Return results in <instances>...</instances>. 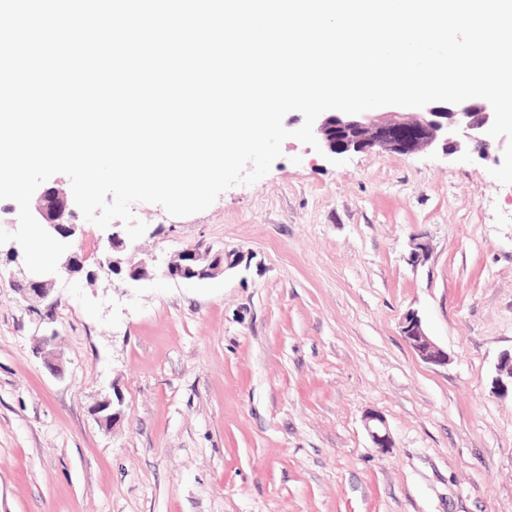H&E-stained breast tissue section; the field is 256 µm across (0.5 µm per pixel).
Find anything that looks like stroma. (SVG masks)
<instances>
[{"instance_id": "35a3bbf8", "label": "stroma", "mask_w": 512, "mask_h": 512, "mask_svg": "<svg viewBox=\"0 0 512 512\" xmlns=\"http://www.w3.org/2000/svg\"><path fill=\"white\" fill-rule=\"evenodd\" d=\"M505 146L287 139L202 212L132 204L146 280L97 272L107 232L84 223L97 277L60 276L49 324L0 267V512H512V398L491 392L512 350V185L490 174ZM194 246L223 251V275L169 279ZM412 310L447 365L405 342ZM115 390L106 429L93 408ZM366 425L374 444L381 450L392 448V440L388 433L384 419L377 413H371L366 417Z\"/></svg>"}]
</instances>
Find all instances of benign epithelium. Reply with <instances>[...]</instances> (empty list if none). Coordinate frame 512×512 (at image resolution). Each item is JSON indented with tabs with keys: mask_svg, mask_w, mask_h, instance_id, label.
<instances>
[{
	"mask_svg": "<svg viewBox=\"0 0 512 512\" xmlns=\"http://www.w3.org/2000/svg\"><path fill=\"white\" fill-rule=\"evenodd\" d=\"M494 121V112L486 101L468 99L460 104L445 106L432 103L415 109L405 116L399 112L391 116L371 112L346 114L325 112L314 124V135L319 146L328 154L347 152L384 151L412 154L440 146L452 154L462 147H474L484 154L488 130ZM31 211L36 220L57 240L69 243L80 225L75 223L76 210L73 197L61 187L37 191L33 195ZM127 248L121 232L113 231L105 239V261L100 268L112 267V272L126 271L128 278L138 282L147 277L144 265L124 260L121 253ZM85 256L76 250H67L58 263V273L70 275L83 268ZM224 273V252L210 249L186 248L166 266L165 275L183 283H196L214 279ZM56 277L30 275L25 278L24 300L30 311L42 319H51L54 301L52 295ZM404 340L425 363L436 366L448 364V351L436 344L425 332L418 313L407 312L401 322ZM492 393L505 397L512 394V351L501 354L492 379ZM95 414L99 423L110 425L121 415L114 410V402L106 398L98 403ZM367 428L376 447H392L384 419L377 413L366 417Z\"/></svg>",
	"mask_w": 512,
	"mask_h": 512,
	"instance_id": "obj_1",
	"label": "benign epithelium"
}]
</instances>
